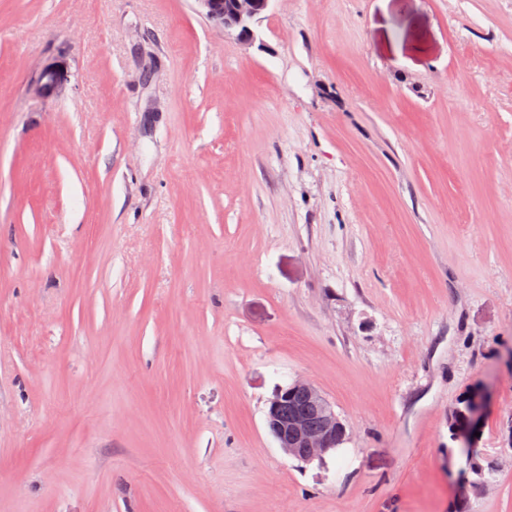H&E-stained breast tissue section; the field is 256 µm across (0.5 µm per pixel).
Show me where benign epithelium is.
<instances>
[{
  "mask_svg": "<svg viewBox=\"0 0 512 512\" xmlns=\"http://www.w3.org/2000/svg\"><path fill=\"white\" fill-rule=\"evenodd\" d=\"M203 15L226 32L236 33L243 43L251 45L257 39L255 24L268 10L271 0H196ZM67 83V74L59 65L41 69L34 77L32 86L39 96L49 97L60 94ZM300 392L320 415V424L314 426L302 414L285 416L280 413L283 400ZM487 405V397L477 391L469 401L467 419L454 428L455 440L468 448L475 431L480 429L481 418ZM267 426L281 448L295 459L310 460L321 457L335 449L342 436L336 434V411L333 403L313 383L297 378L281 387L268 403Z\"/></svg>",
  "mask_w": 512,
  "mask_h": 512,
  "instance_id": "benign-epithelium-1",
  "label": "benign epithelium"
}]
</instances>
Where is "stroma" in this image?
<instances>
[{
    "instance_id": "stroma-1",
    "label": "stroma",
    "mask_w": 512,
    "mask_h": 512,
    "mask_svg": "<svg viewBox=\"0 0 512 512\" xmlns=\"http://www.w3.org/2000/svg\"><path fill=\"white\" fill-rule=\"evenodd\" d=\"M255 30L0 0V512H512V0ZM298 377L346 426L310 462ZM67 83V74L59 65L46 66L34 77L32 86L38 96L49 97L60 94ZM296 392H301L306 398ZM306 399L320 415L318 426H313L308 417L302 415L308 413ZM283 400L281 411L284 415L280 413ZM266 417L269 432L278 447L295 459L322 457L339 447L345 439L341 441L346 428H343L342 436L336 434L337 416L333 403L317 386L305 379L297 378L281 387L269 401ZM487 402L486 395L480 391L471 395L467 419L454 428V438L461 442L462 448H470L475 431L480 429L482 414Z\"/></svg>"
}]
</instances>
